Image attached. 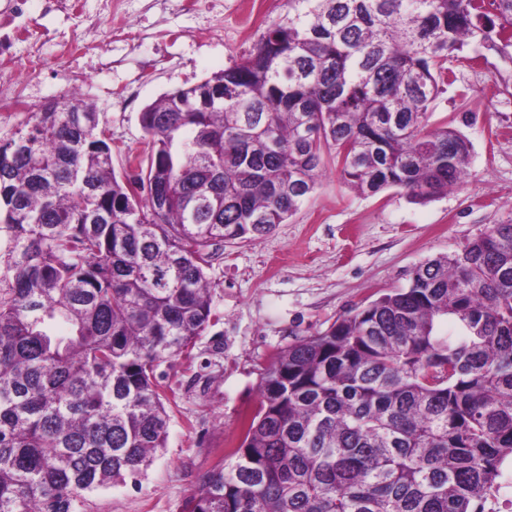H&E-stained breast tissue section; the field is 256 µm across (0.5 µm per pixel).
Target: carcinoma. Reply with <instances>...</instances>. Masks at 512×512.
<instances>
[{
	"instance_id": "1",
	"label": "carcinoma",
	"mask_w": 512,
	"mask_h": 512,
	"mask_svg": "<svg viewBox=\"0 0 512 512\" xmlns=\"http://www.w3.org/2000/svg\"><path fill=\"white\" fill-rule=\"evenodd\" d=\"M470 44L512 59V0H288L142 110L134 175L81 99L0 137V512H82L145 475L156 371L210 326L221 247L285 223L326 163L361 195L461 186L470 143L430 106ZM258 391L189 512H483L512 457V223L296 339Z\"/></svg>"
}]
</instances>
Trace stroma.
Instances as JSON below:
<instances>
[{"instance_id":"35a3bbf8","label":"stroma","mask_w":512,"mask_h":512,"mask_svg":"<svg viewBox=\"0 0 512 512\" xmlns=\"http://www.w3.org/2000/svg\"><path fill=\"white\" fill-rule=\"evenodd\" d=\"M142 0H124L125 29L101 24L94 52L63 56L60 45L79 39V17L60 13L38 21L56 34L29 81L42 101L57 99L71 72L84 77L83 94L112 135V166L128 173V156L145 148L140 114L179 87L224 70L252 51L265 26L288 11L287 0H218L184 13L182 0L144 13ZM115 51L123 63L96 67ZM453 62L455 85L431 107L430 122L460 131L472 146L463 185L425 203L403 191L374 196L351 191L335 169L286 223L269 235L225 244L208 271L215 319L188 353L159 372L170 415L167 445L140 483L87 494L84 512H187L201 476L240 433L241 417L258 404L261 368L296 338L327 330L352 307L407 286L419 263L459 251L492 225L512 222V61L475 46ZM480 55L477 64L469 58ZM158 57L157 69L144 68ZM134 82L138 96L125 110L114 88Z\"/></svg>"}]
</instances>
